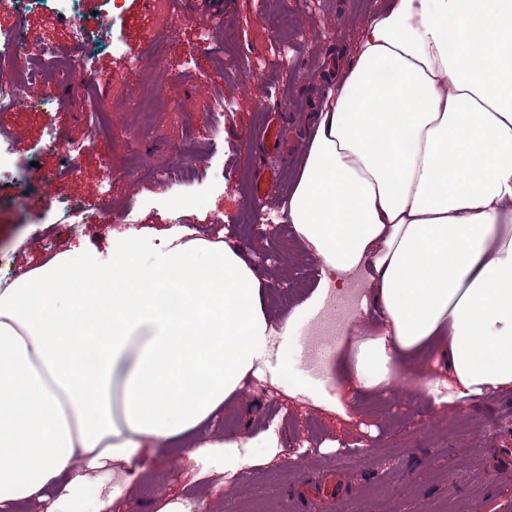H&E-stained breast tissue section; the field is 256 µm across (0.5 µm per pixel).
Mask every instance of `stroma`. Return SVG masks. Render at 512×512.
<instances>
[{
  "label": "stroma",
  "mask_w": 512,
  "mask_h": 512,
  "mask_svg": "<svg viewBox=\"0 0 512 512\" xmlns=\"http://www.w3.org/2000/svg\"><path fill=\"white\" fill-rule=\"evenodd\" d=\"M390 0H188L156 24L139 0H79L84 31L102 42L93 63L109 83L87 86L62 77L47 89L27 85L23 117L0 112V134L14 145L17 168L28 178V202L0 191V262L29 269L43 259L39 240L66 235L56 204L41 183L45 171L66 175L72 198L100 191L104 160L120 177L111 211L91 214L87 229L67 235V252L79 263L81 247L105 249L112 236L174 231L190 225L197 237L223 239L246 252L263 285L262 301L277 333L269 367L248 376L202 433L162 448L140 478L116 500L110 470L96 475L99 489L87 512H512V394L493 390L457 397L448 375L431 361L421 365L431 385L416 390L395 382L376 394L336 376V360L352 352V337L376 332L372 312L335 327L332 350L319 373L301 362L293 337L315 313L340 306L342 297L314 295L324 265L295 233H284L281 205L255 204L251 186L259 172L277 169L292 187L308 150L316 112L333 79L334 64L349 62L362 23ZM292 21L287 45L270 25L276 8ZM220 22L208 52L199 47L198 24ZM20 26L35 42L62 51L76 30L70 19L34 11ZM164 27L160 54L143 49L145 37ZM117 44L109 51L107 43ZM262 74H254L253 64ZM69 100L59 111L58 100ZM104 105L109 136L91 141V114ZM183 109L178 119L175 109ZM280 114L284 140L265 150L261 134L269 114ZM64 123V147L46 132ZM142 168L130 169L129 152ZM80 171L67 176L66 156ZM197 162L198 174L182 186L185 203L150 172ZM260 209L264 223H250ZM293 334L282 337L283 327ZM295 383L280 388L282 371ZM244 460L235 468V460Z\"/></svg>",
  "instance_id": "35a3bbf8"
}]
</instances>
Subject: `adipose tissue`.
Masks as SVG:
<instances>
[{
    "label": "adipose tissue",
    "instance_id": "ef3b65f1",
    "mask_svg": "<svg viewBox=\"0 0 512 512\" xmlns=\"http://www.w3.org/2000/svg\"><path fill=\"white\" fill-rule=\"evenodd\" d=\"M288 222L333 277L367 271L364 388L443 363L459 395L512 386V0H392L319 109ZM129 242L44 259L0 289V512H84L90 475L137 478L200 428L274 333L241 250L181 232L143 266ZM123 277L105 289L114 271Z\"/></svg>",
    "mask_w": 512,
    "mask_h": 512
}]
</instances>
